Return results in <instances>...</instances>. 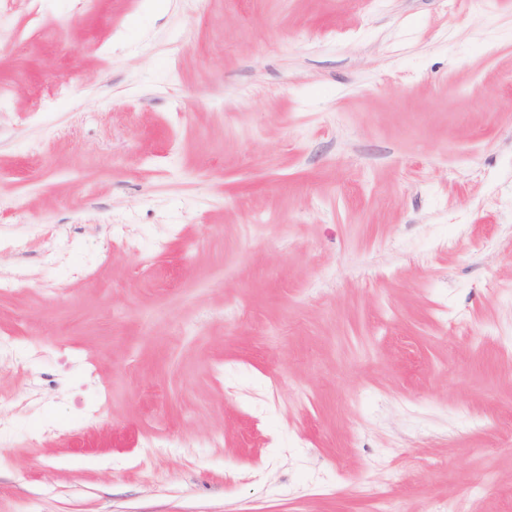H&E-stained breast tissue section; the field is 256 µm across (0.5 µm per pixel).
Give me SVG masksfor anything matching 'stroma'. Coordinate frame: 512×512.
<instances>
[{
    "instance_id": "obj_1",
    "label": "stroma",
    "mask_w": 512,
    "mask_h": 512,
    "mask_svg": "<svg viewBox=\"0 0 512 512\" xmlns=\"http://www.w3.org/2000/svg\"><path fill=\"white\" fill-rule=\"evenodd\" d=\"M0 86V512H512V0H0Z\"/></svg>"
}]
</instances>
